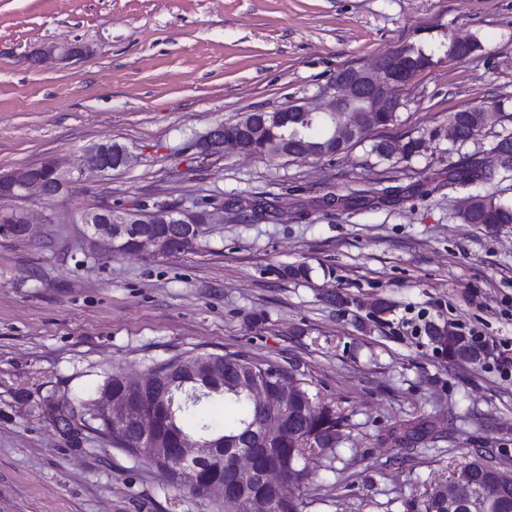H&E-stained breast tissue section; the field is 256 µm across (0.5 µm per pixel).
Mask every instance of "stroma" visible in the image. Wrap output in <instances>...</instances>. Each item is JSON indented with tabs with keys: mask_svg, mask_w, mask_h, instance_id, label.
<instances>
[{
	"mask_svg": "<svg viewBox=\"0 0 512 512\" xmlns=\"http://www.w3.org/2000/svg\"><path fill=\"white\" fill-rule=\"evenodd\" d=\"M461 36L482 51L437 53L400 90L398 124L376 131L424 139L411 162L366 142L306 161L199 148L225 120L318 95L342 68ZM50 43L87 52L58 70L26 63ZM494 99L512 131V0H0V173L46 156L74 164L106 141L133 155L36 204L52 223L0 238V512H213L167 471L48 413L182 352L297 367L349 417V446L304 488V512H419L474 455L512 464V366L497 360L512 356V224L462 223L469 190L422 188L473 154L496 169L493 131L431 136ZM383 177L387 201L323 203ZM233 194L267 207L225 210L175 256L91 252L80 222L104 202L212 210ZM300 264L309 279L286 276ZM422 321L478 333L487 358H442L414 333ZM418 418L433 433L397 441Z\"/></svg>",
	"mask_w": 512,
	"mask_h": 512,
	"instance_id": "1",
	"label": "stroma"
}]
</instances>
